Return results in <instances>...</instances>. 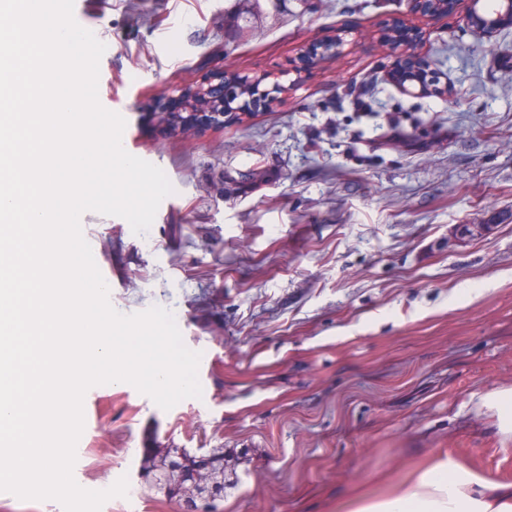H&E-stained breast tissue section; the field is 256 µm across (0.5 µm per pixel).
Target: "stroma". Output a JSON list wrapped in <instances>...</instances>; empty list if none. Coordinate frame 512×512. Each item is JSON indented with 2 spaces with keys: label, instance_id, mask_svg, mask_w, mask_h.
Listing matches in <instances>:
<instances>
[{
  "label": "stroma",
  "instance_id": "stroma-1",
  "mask_svg": "<svg viewBox=\"0 0 512 512\" xmlns=\"http://www.w3.org/2000/svg\"><path fill=\"white\" fill-rule=\"evenodd\" d=\"M234 3L74 0L106 46L98 96L123 148L174 188L148 232L88 211L83 236L114 309L170 310L208 361L201 397L167 411L128 383L90 388L75 481L127 477L102 512H180L149 458L220 448L215 512H336L445 451L512 477V439L479 405L512 387V28L488 42L416 0H288L228 46ZM397 24L425 32L438 91L392 80ZM333 36L339 54L299 71ZM216 69L286 90L244 122L172 129L180 92ZM257 165L269 182L220 193Z\"/></svg>",
  "mask_w": 512,
  "mask_h": 512
}]
</instances>
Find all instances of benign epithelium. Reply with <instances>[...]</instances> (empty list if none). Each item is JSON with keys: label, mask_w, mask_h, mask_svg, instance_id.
I'll return each mask as SVG.
<instances>
[{"label": "benign epithelium", "mask_w": 512, "mask_h": 512, "mask_svg": "<svg viewBox=\"0 0 512 512\" xmlns=\"http://www.w3.org/2000/svg\"><path fill=\"white\" fill-rule=\"evenodd\" d=\"M467 7L460 11L461 0H422V9L426 14L446 12L457 15L458 24L476 36L491 40L501 31L512 27V0H501L500 10L494 15L488 14L482 0H466ZM423 32L416 27L405 26L395 31L391 42L395 46H414L423 41ZM338 43L331 41L318 47H308L304 59L316 64L322 57L336 53ZM430 65L413 63V73L401 80L406 91L418 87V91L427 88V74ZM185 105L193 112L213 115L224 111V102L232 99L228 88L224 86V71L216 70L205 75L199 84L182 92ZM149 473L152 474V488L167 495L175 493L183 501V512H200V506L208 501L224 496V449L213 453V457L195 460L186 453L172 459L163 455L151 460Z\"/></svg>", "instance_id": "1"}]
</instances>
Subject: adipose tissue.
<instances>
[{
    "label": "adipose tissue",
    "instance_id": "1",
    "mask_svg": "<svg viewBox=\"0 0 512 512\" xmlns=\"http://www.w3.org/2000/svg\"><path fill=\"white\" fill-rule=\"evenodd\" d=\"M353 506V512H512V481L445 452L385 493L355 496Z\"/></svg>",
    "mask_w": 512,
    "mask_h": 512
}]
</instances>
